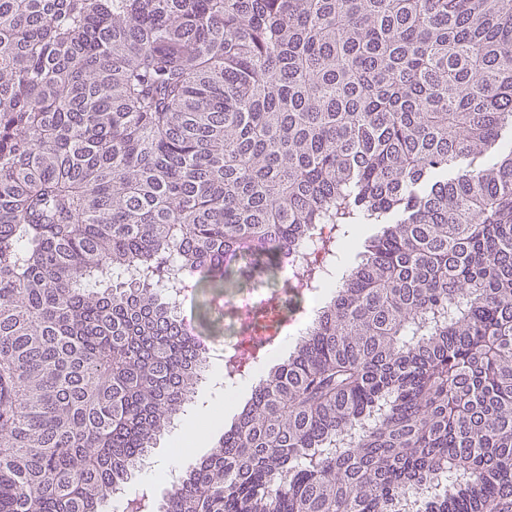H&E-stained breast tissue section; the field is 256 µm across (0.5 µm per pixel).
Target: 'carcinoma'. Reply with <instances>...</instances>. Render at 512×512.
Here are the masks:
<instances>
[{"label":"carcinoma","mask_w":512,"mask_h":512,"mask_svg":"<svg viewBox=\"0 0 512 512\" xmlns=\"http://www.w3.org/2000/svg\"><path fill=\"white\" fill-rule=\"evenodd\" d=\"M369 224L126 512H512V0H0V512H100L196 406L174 284Z\"/></svg>","instance_id":"obj_1"}]
</instances>
